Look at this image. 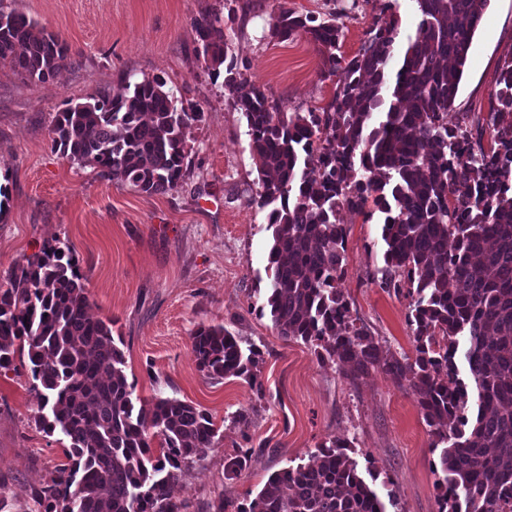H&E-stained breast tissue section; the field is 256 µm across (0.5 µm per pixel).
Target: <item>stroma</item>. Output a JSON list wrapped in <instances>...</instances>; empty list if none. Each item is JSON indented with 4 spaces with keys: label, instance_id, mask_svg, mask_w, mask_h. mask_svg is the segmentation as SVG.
<instances>
[{
    "label": "stroma",
    "instance_id": "1",
    "mask_svg": "<svg viewBox=\"0 0 512 512\" xmlns=\"http://www.w3.org/2000/svg\"><path fill=\"white\" fill-rule=\"evenodd\" d=\"M66 41L77 64L46 82L0 69V284L9 270L59 242L78 262L95 317L114 319L123 339L134 399L165 395L206 410L219 434L214 448L174 486L190 512L224 496L252 500L278 470L300 463L330 439L349 444L373 488L395 491L391 512H439L441 490L429 428L411 392L376 370L350 380L320 362L310 346L284 341L260 313L269 283L270 231L253 198L259 188L246 120L223 80L211 79L195 22L219 15L225 51L244 76L288 112L325 106L335 83L303 35L281 41L269 23L280 5L323 16L335 12L340 52L354 56L373 22L398 19L399 39L415 26L413 0H0ZM512 54V0H490L451 113L490 143L497 65ZM161 77L177 108L198 113L188 130L191 174L178 189L147 195L100 179L55 152L49 129L65 104L88 101L120 78ZM348 228L339 286L365 325L396 355H413L406 292L379 287L384 266L382 214L340 211ZM224 326L260 350L261 391L247 380L215 381L199 371L192 333ZM39 405L29 370L0 373V496L13 512H31L32 492L64 462L61 435L38 429ZM249 411L256 449L239 476L224 463L241 444L237 412Z\"/></svg>",
    "mask_w": 512,
    "mask_h": 512
}]
</instances>
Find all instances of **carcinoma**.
Returning a JSON list of instances; mask_svg holds the SVG:
<instances>
[{
  "label": "carcinoma",
  "mask_w": 512,
  "mask_h": 512,
  "mask_svg": "<svg viewBox=\"0 0 512 512\" xmlns=\"http://www.w3.org/2000/svg\"><path fill=\"white\" fill-rule=\"evenodd\" d=\"M490 0H415L418 24L401 56L397 25L374 22L358 54H337L336 17L283 5L271 37L305 34L336 78L323 107L286 112L247 83L224 51L216 16L197 23L207 69L225 66L224 87L243 112L260 188L254 202L271 231L265 306L278 335L349 365L357 380L382 370L405 381L439 452V512H500L512 497V55L492 96L493 143L473 152L471 134L448 125L472 39ZM74 64L65 40L3 7L0 66L38 82ZM158 77L104 89L68 104L50 127L52 149L146 193L165 194L190 175L187 129L198 113L177 110ZM383 214L382 284L408 288L415 357H397L359 326L344 276L348 231L342 209ZM83 277L59 247L12 268L0 287V370L27 357L41 404L35 424L64 436L67 462L33 494L38 512H188L172 485L217 442L212 417L191 403L155 396L138 405L114 321L93 319ZM198 369L210 379L245 377L258 351L223 326L192 334ZM463 351L469 383L457 378ZM158 439L159 450L152 449ZM333 439L304 463L272 475L249 504L222 499L214 512H387L383 500ZM252 449L224 472L238 475Z\"/></svg>",
  "instance_id": "1"
}]
</instances>
